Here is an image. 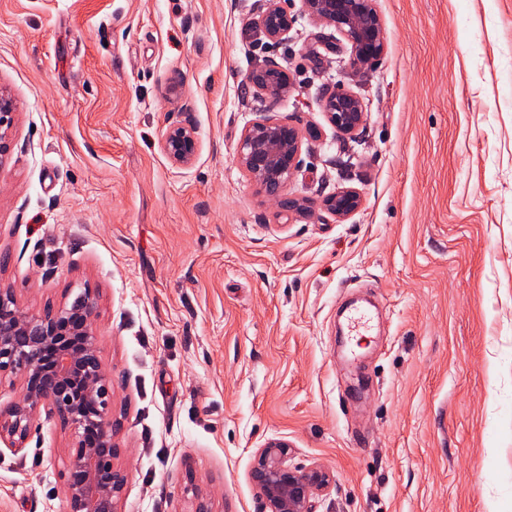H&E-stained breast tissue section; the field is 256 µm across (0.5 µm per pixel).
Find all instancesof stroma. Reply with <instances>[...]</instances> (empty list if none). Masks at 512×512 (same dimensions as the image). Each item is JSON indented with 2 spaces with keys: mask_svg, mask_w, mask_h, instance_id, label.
I'll list each match as a JSON object with an SVG mask.
<instances>
[{
  "mask_svg": "<svg viewBox=\"0 0 512 512\" xmlns=\"http://www.w3.org/2000/svg\"><path fill=\"white\" fill-rule=\"evenodd\" d=\"M386 48L357 70L303 0H0V288L42 314L97 299L118 512H263L270 440L331 476L315 512H512V0H372ZM273 62L271 99L248 76ZM365 120L330 125L327 88ZM305 131L280 211L237 164L243 129ZM176 124L191 165L160 145ZM357 189L346 220L324 209ZM380 301L359 355L344 296ZM74 439L37 414L0 442V512H67ZM281 2V0H267L266 7L258 18L257 25L267 39H281L292 26L293 19ZM284 74L275 63H266L249 75L248 84L256 92L274 97L285 96L291 91L292 86ZM323 108L331 125L342 134H353L364 122L365 111L361 99L341 86L325 93ZM194 133L191 127L182 124L170 127L161 143V149L172 163L186 166L192 162L196 153Z\"/></svg>",
  "mask_w": 512,
  "mask_h": 512,
  "instance_id": "stroma-1",
  "label": "stroma"
}]
</instances>
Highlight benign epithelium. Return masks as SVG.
Wrapping results in <instances>:
<instances>
[{"label":"benign epithelium","instance_id":"7a95c632","mask_svg":"<svg viewBox=\"0 0 512 512\" xmlns=\"http://www.w3.org/2000/svg\"><path fill=\"white\" fill-rule=\"evenodd\" d=\"M308 14L336 30L350 45L349 64L361 69L384 53L382 20L372 0H304ZM293 19L281 0H266L257 25L266 38L285 36ZM248 84L274 97L287 95L291 83L278 65L270 62L254 70ZM323 108L336 130L356 132L364 122V106L352 91L336 86L325 93ZM13 112L11 98L0 91V140ZM161 149L180 166L196 153L194 130L178 124L170 127ZM301 134L291 125L272 120L245 127L239 141L237 164L288 211L301 208L298 200L280 197L299 164ZM361 197L343 188L324 200L337 218L358 210ZM97 299L85 291L70 303L43 315L22 311L9 288H0V376L22 380L21 398L0 409V441L19 450L32 419L45 410L71 427L75 442L68 449L63 471L69 512H118L127 483L126 473L115 464L119 449L112 443L109 405L112 377L103 368L93 319ZM288 444L272 440L255 459L252 478L265 502V512H313L314 497L328 484L326 473L314 469L294 471L284 465Z\"/></svg>","mask_w":512,"mask_h":512}]
</instances>
